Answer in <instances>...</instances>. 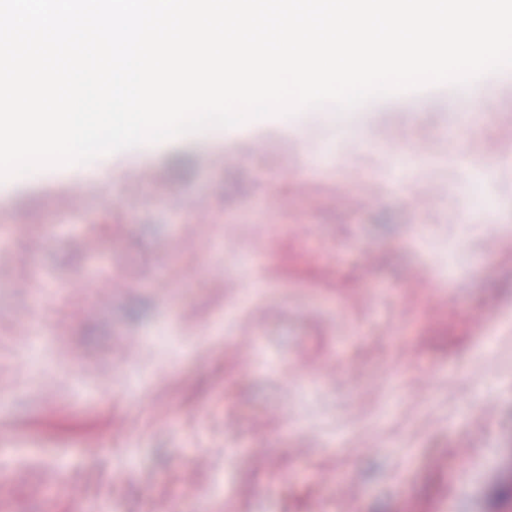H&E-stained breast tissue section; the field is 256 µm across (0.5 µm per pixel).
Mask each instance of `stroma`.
<instances>
[{
  "label": "stroma",
  "mask_w": 512,
  "mask_h": 512,
  "mask_svg": "<svg viewBox=\"0 0 512 512\" xmlns=\"http://www.w3.org/2000/svg\"><path fill=\"white\" fill-rule=\"evenodd\" d=\"M462 94L0 193V512H512V94Z\"/></svg>",
  "instance_id": "1"
}]
</instances>
